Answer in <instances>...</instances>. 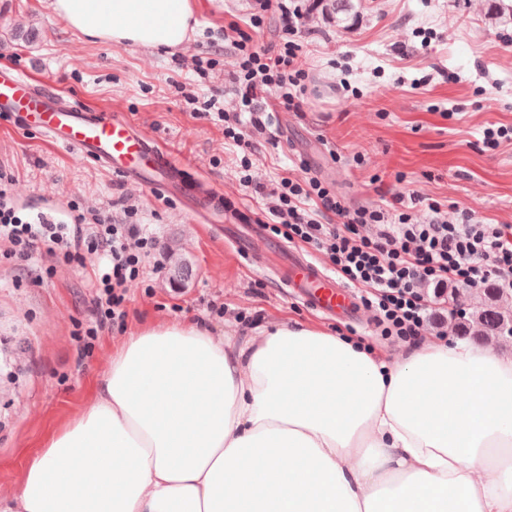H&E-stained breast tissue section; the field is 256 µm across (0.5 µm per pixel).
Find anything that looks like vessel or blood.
Masks as SVG:
<instances>
[{
	"instance_id": "1",
	"label": "vessel or blood",
	"mask_w": 512,
	"mask_h": 512,
	"mask_svg": "<svg viewBox=\"0 0 512 512\" xmlns=\"http://www.w3.org/2000/svg\"><path fill=\"white\" fill-rule=\"evenodd\" d=\"M0 112L13 113L21 126L126 178L171 165L167 150L138 135L127 119L77 106H57L48 93L36 89L15 69L0 71ZM281 280L296 290L306 306L325 314L346 308L351 294L348 286L317 264L296 255L289 256Z\"/></svg>"
}]
</instances>
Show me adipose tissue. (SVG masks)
<instances>
[{
  "mask_svg": "<svg viewBox=\"0 0 512 512\" xmlns=\"http://www.w3.org/2000/svg\"><path fill=\"white\" fill-rule=\"evenodd\" d=\"M195 6L51 0L79 35L173 50ZM0 512H512V356L426 336L391 361L296 321L145 328Z\"/></svg>",
  "mask_w": 512,
  "mask_h": 512,
  "instance_id": "adipose-tissue-1",
  "label": "adipose tissue"
}]
</instances>
